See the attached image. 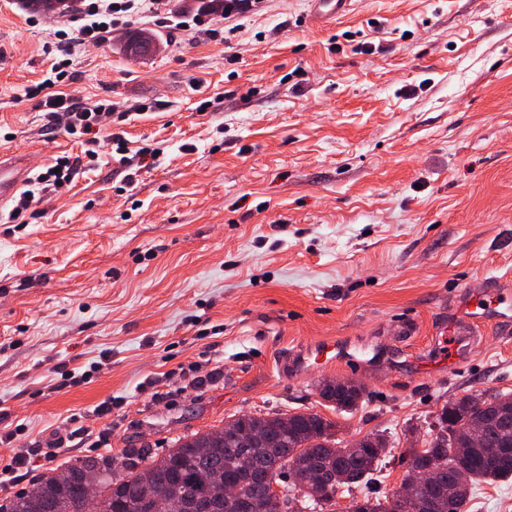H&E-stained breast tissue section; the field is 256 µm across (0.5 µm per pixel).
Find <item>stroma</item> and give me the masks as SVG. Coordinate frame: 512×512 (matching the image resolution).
I'll return each mask as SVG.
<instances>
[{
  "instance_id": "1",
  "label": "stroma",
  "mask_w": 512,
  "mask_h": 512,
  "mask_svg": "<svg viewBox=\"0 0 512 512\" xmlns=\"http://www.w3.org/2000/svg\"><path fill=\"white\" fill-rule=\"evenodd\" d=\"M307 8L169 0L167 22L115 14L69 49V17L0 0V151L33 174L80 153L26 95L59 61L70 97L131 112L103 118L95 167L0 223V499L87 457L313 411L340 441L389 442L321 510L350 512L401 484L448 402L512 394L492 322L457 367H415L464 295L512 283V0H355L328 29ZM132 30L157 50L129 57ZM117 135L156 158L120 164ZM332 342L371 360L282 370ZM336 378L363 387L358 409L319 397ZM54 434L51 458L13 466ZM465 512H512V481L473 486Z\"/></svg>"
}]
</instances>
